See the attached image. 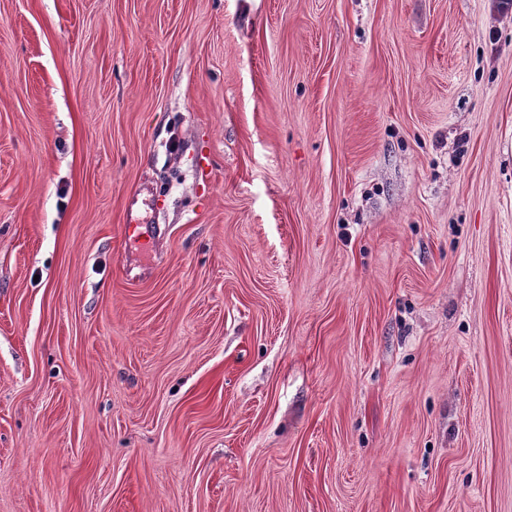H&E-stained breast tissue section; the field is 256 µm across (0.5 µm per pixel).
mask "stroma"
<instances>
[{
  "label": "stroma",
  "instance_id": "35a3bbf8",
  "mask_svg": "<svg viewBox=\"0 0 512 512\" xmlns=\"http://www.w3.org/2000/svg\"><path fill=\"white\" fill-rule=\"evenodd\" d=\"M0 512H512V9L0 0Z\"/></svg>",
  "mask_w": 512,
  "mask_h": 512
}]
</instances>
